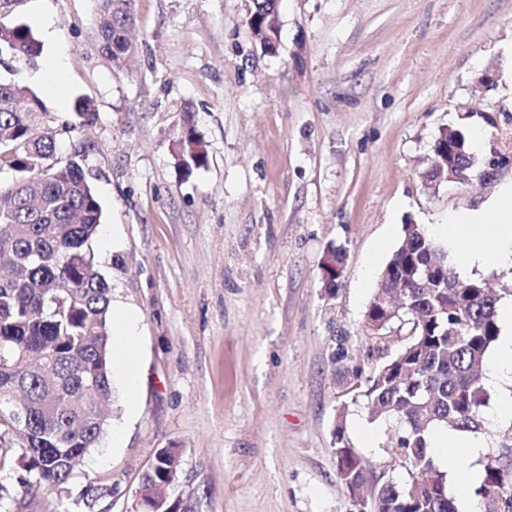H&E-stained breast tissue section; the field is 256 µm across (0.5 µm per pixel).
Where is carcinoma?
<instances>
[{
  "label": "carcinoma",
  "mask_w": 512,
  "mask_h": 512,
  "mask_svg": "<svg viewBox=\"0 0 512 512\" xmlns=\"http://www.w3.org/2000/svg\"><path fill=\"white\" fill-rule=\"evenodd\" d=\"M279 0H253L251 14L279 18ZM133 21L130 0H100L101 50L121 65L135 51L128 38ZM42 45L30 27L0 23V58L32 65ZM43 100L18 79L0 81V171L15 179L0 187V428L26 426L18 467L24 500L38 503L53 491L62 500L107 425L104 406L112 396V288L99 272L91 243L102 211L90 173L74 155L55 160L57 131L34 124L47 113ZM425 187L441 181L450 168L454 183L481 175L462 133L441 131L434 140ZM193 114L186 112L173 152L190 170L206 163ZM403 242L380 275L364 319L379 317L378 299L396 294L405 308L390 315L371 337L368 369L352 371L364 379L361 395L375 419L395 428L386 452L408 472L396 481L368 483L364 459L345 433L339 412L332 431L338 476L350 493L370 486L362 507L377 512H457L448 498L444 463L428 446L438 428L478 433L485 429L481 409L489 399L480 367L500 335L501 296L482 278H461L453 258L419 224L402 227ZM346 254L330 247L322 269L325 294L333 298L343 284ZM403 332L395 352L387 346L394 322ZM498 452L485 466L476 493L484 512H512V426L497 432ZM177 448H159L142 474L139 490L148 493L141 512H195L171 488L181 468ZM112 487L88 484L85 512H95Z\"/></svg>",
  "instance_id": "obj_1"
}]
</instances>
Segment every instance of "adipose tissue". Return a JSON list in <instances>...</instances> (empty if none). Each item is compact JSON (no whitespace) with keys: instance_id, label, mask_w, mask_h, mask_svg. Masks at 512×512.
Here are the masks:
<instances>
[{"instance_id":"obj_1","label":"adipose tissue","mask_w":512,"mask_h":512,"mask_svg":"<svg viewBox=\"0 0 512 512\" xmlns=\"http://www.w3.org/2000/svg\"><path fill=\"white\" fill-rule=\"evenodd\" d=\"M444 231L450 241L460 244L462 267L488 262L512 267V185L481 208L450 214ZM500 318L507 330L486 364L485 382L490 387L512 381V305L502 308ZM112 330L119 339L112 353L117 372L126 382H133L140 370L136 314L113 305Z\"/></svg>"}]
</instances>
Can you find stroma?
I'll use <instances>...</instances> for the list:
<instances>
[{"label":"stroma","instance_id":"stroma-1","mask_svg":"<svg viewBox=\"0 0 512 512\" xmlns=\"http://www.w3.org/2000/svg\"><path fill=\"white\" fill-rule=\"evenodd\" d=\"M252 8L132 0L139 52L120 70L100 49L99 0H0V23L39 37L51 21L36 65L0 63V80L43 99L34 120L60 129L58 160L83 151L102 209L95 262L138 317L143 371L115 384L71 512L90 483L117 488L96 512H131L159 448L181 449L170 494L199 512H356L332 449L342 408L369 477L407 476L344 369L367 363L364 312L403 225L433 230L512 183V0H280L273 54ZM59 52L54 93L34 74ZM79 99L95 109L84 127ZM187 111L208 156L189 173L172 146ZM445 127L480 133L486 178L425 187ZM332 245L347 257L331 299ZM345 260L346 254L343 247L330 246L324 256L321 267L322 270H325L327 273H329L330 279L326 280L323 273L322 288L324 289L328 298L335 297L338 290L342 287Z\"/></svg>","mask_w":512,"mask_h":512}]
</instances>
